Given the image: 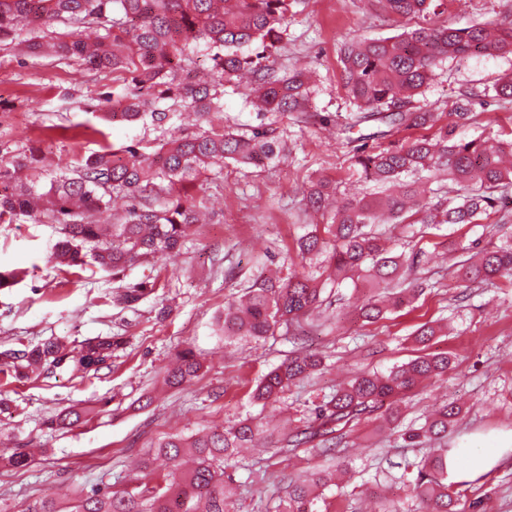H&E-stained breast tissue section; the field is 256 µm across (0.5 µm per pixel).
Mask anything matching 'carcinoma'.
<instances>
[{"instance_id":"cac0c4a2","label":"carcinoma","mask_w":512,"mask_h":512,"mask_svg":"<svg viewBox=\"0 0 512 512\" xmlns=\"http://www.w3.org/2000/svg\"><path fill=\"white\" fill-rule=\"evenodd\" d=\"M399 19L422 23L387 38H364L340 51L344 86L362 115L388 131L435 129L432 136L392 142L386 147L354 149V165L372 189L343 199L334 209L336 182L315 178L306 190V205L321 216L307 225L297 242L305 261L321 257L322 273L341 284L349 280L372 294L352 310L355 319L374 323L393 310L411 306L422 293L418 279L403 272L427 263L421 250L406 253L378 229L401 224L411 235L438 224H486L498 201L512 186V141L495 137L466 139L458 129L474 118L473 101L462 94L452 120L438 124L437 113L416 105V96L434 80L447 58L493 56L512 52V21L477 22L457 27L438 25L432 16L444 0H367ZM297 0H0V52L16 47L30 56L67 60L112 74L104 93L108 123L152 128L151 141L133 140L119 148L108 142L106 128H95L100 149L76 165L55 173L41 166L34 148L0 165V222L55 224L61 238L54 258L70 267L87 261L118 278L145 260L159 262L188 237L196 197L186 185L208 180L224 165L260 167L288 151L284 132L274 122L236 130L224 125V88L240 74L253 75L249 103L257 112L297 113L315 123L331 116L308 113L313 86L302 71L280 74L269 59L288 40ZM208 65L210 79L197 73ZM191 112L204 122L196 132L170 128ZM444 198L434 201L438 194ZM122 199L125 209L115 224L96 216ZM468 255L454 262L466 283L494 286L512 278V238L488 247L477 240L453 245ZM148 279L130 283L113 303L134 308L154 293ZM320 277L302 272L286 280L256 277L244 300L230 302L217 320L224 337L263 338L280 325L293 326L320 307ZM120 341L112 336L89 339L78 348L49 340L25 350L0 352V374L16 381L57 371L87 374L112 358ZM322 356L300 352L270 370L255 386L251 399L266 406L278 401L289 385L321 366ZM450 359L427 354L386 373L364 371L339 387L315 410L318 425L305 426L285 439L281 449L313 441L328 453L336 446V428L385 410L399 419L395 403L425 380L448 372ZM200 363L189 350L163 371V381L181 388L197 377ZM460 410L441 405L420 427L401 437L408 448H422L448 437ZM94 409L65 407L44 422L51 431L70 430L92 419ZM265 433L262 422L245 418L224 429L202 430L188 437L158 441L155 452L175 468L155 477L129 480L121 490L105 485L70 494L39 497L27 512H237L234 480L226 469L242 462L240 449ZM463 449L432 451L406 462L402 477L412 486L419 512H485V496L466 498L473 481L450 480ZM330 473L318 469L288 484L278 512H315L313 489L325 487Z\"/></svg>"}]
</instances>
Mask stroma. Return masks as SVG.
Masks as SVG:
<instances>
[{
    "label": "stroma",
    "mask_w": 512,
    "mask_h": 512,
    "mask_svg": "<svg viewBox=\"0 0 512 512\" xmlns=\"http://www.w3.org/2000/svg\"><path fill=\"white\" fill-rule=\"evenodd\" d=\"M505 18L512 19V0H447L437 20L464 27ZM404 25L365 0H299L288 40L271 61L285 72L298 65L314 70L319 82L311 108L335 116V123L278 116L288 137L287 162L265 168L228 165L196 190L203 206L184 246L165 261L128 271L127 282L151 278L158 283L136 308L111 303L117 285L107 274L50 261L59 238L53 226L0 223V270L21 273L12 287L0 289V351L49 338L71 346L97 336L123 339L110 367L87 377L61 372L0 385V398L13 401L10 412L0 415V512H23L49 488L62 492L129 475L131 463L142 457L149 458L151 471L168 470L169 462L151 451L156 441L229 427L248 416L261 419L273 445H280L313 418L338 383L365 370L388 371L425 353L448 355L454 365L399 403V426H421L434 407L459 405L462 412L448 444L467 448L472 457L494 458L474 491L485 495L486 512H512V282L461 287L443 258L452 243L489 241L485 227L442 225L416 238L418 249L436 256L427 266L435 286L412 307L378 323L352 319L351 305L363 291L346 283L324 291L318 323L292 331L280 327L262 339L227 338L216 326L225 304L254 275L285 279L293 272L286 256L312 221L303 201L312 177L336 180L343 191L363 190L352 164V142L380 125L356 124L340 50L364 37L396 35ZM510 73L512 53L450 58L422 101L444 125L460 94H488L462 133L507 138L512 104L496 102L490 93L497 79ZM111 88V76L84 66L0 54V164L30 145L50 165H72L98 150L99 139L90 130L100 123L97 98ZM441 318L451 319L452 329L425 345L415 341L418 324ZM185 348L201 370L184 387L167 388L161 372ZM299 348L323 353L322 366L290 385L277 403L254 404L253 384ZM146 398L150 406L140 407ZM73 404L95 408V417L65 433L45 428L47 418ZM399 426L384 425L378 411L339 431L335 458L351 461V480L324 489L318 512H374L379 493L398 500L400 512H416L411 487L396 478L420 451L405 446ZM20 444L40 451L24 469L9 462ZM324 462L306 447L275 455L255 452L247 465L230 470L240 512H276L283 487Z\"/></svg>",
    "instance_id": "35a3bbf8"
}]
</instances>
